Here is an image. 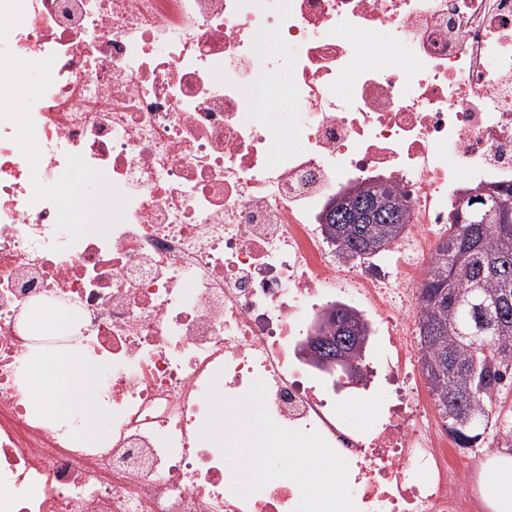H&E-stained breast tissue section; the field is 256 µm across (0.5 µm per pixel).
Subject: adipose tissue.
<instances>
[{"mask_svg":"<svg viewBox=\"0 0 512 512\" xmlns=\"http://www.w3.org/2000/svg\"><path fill=\"white\" fill-rule=\"evenodd\" d=\"M95 376L94 364L84 363L70 352L59 354L51 363L30 365V388L33 398L50 415L69 416L82 409L88 422H95L99 408L89 392ZM489 475L485 496L493 512H512V457L498 456L481 462Z\"/></svg>","mask_w":512,"mask_h":512,"instance_id":"adipose-tissue-1","label":"adipose tissue"}]
</instances>
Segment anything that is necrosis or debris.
<instances>
[{
	"label": "necrosis or debris",
	"instance_id": "necrosis-or-debris-1",
	"mask_svg": "<svg viewBox=\"0 0 512 512\" xmlns=\"http://www.w3.org/2000/svg\"><path fill=\"white\" fill-rule=\"evenodd\" d=\"M0 48V106L27 98L0 109V512H294V481L241 497L200 438L212 383L258 379L275 423L347 460L358 512L478 508L414 336L452 203L512 185V0H0ZM272 83L277 120L251 94ZM66 177L117 198L106 232L66 230ZM376 182L407 207L391 263L338 262L325 210ZM340 301L386 345L373 425L308 369ZM47 310L69 335L41 337ZM61 351L99 369L93 441L29 391Z\"/></svg>",
	"mask_w": 512,
	"mask_h": 512
}]
</instances>
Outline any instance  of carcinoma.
<instances>
[{"label": "carcinoma", "mask_w": 512, "mask_h": 512, "mask_svg": "<svg viewBox=\"0 0 512 512\" xmlns=\"http://www.w3.org/2000/svg\"><path fill=\"white\" fill-rule=\"evenodd\" d=\"M494 198L474 211L455 207L448 234L437 246L434 261L419 288V343L422 368L440 417L459 407L470 422L451 428L460 448H476L497 423L495 397L512 387V303L490 312L470 308L474 287L492 304L512 295V186H491ZM406 208L397 223L366 216L360 224H323L336 253L378 255L405 229Z\"/></svg>", "instance_id": "carcinoma-1"}]
</instances>
